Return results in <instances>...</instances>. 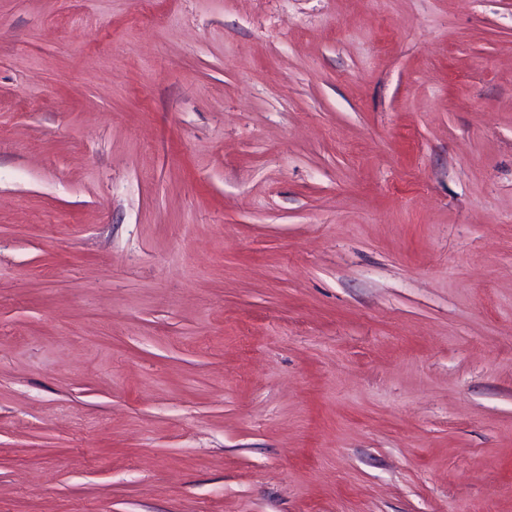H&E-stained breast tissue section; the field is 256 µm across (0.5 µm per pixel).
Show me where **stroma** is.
<instances>
[{"mask_svg": "<svg viewBox=\"0 0 512 512\" xmlns=\"http://www.w3.org/2000/svg\"><path fill=\"white\" fill-rule=\"evenodd\" d=\"M0 512H512V0H0Z\"/></svg>", "mask_w": 512, "mask_h": 512, "instance_id": "obj_1", "label": "stroma"}]
</instances>
